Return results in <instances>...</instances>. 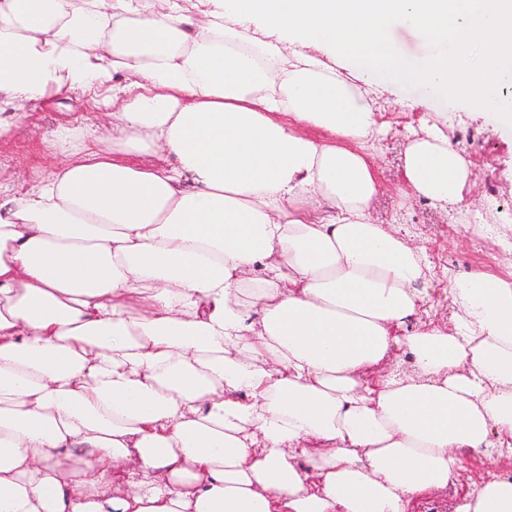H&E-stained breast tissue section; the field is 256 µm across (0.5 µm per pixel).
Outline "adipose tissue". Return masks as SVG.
<instances>
[{
  "instance_id": "adipose-tissue-1",
  "label": "adipose tissue",
  "mask_w": 512,
  "mask_h": 512,
  "mask_svg": "<svg viewBox=\"0 0 512 512\" xmlns=\"http://www.w3.org/2000/svg\"><path fill=\"white\" fill-rule=\"evenodd\" d=\"M209 2L0 0V141L112 86L100 132L73 153L58 125L63 163L0 200V512H415L464 454H512V273L412 326L431 269L374 220L365 149L384 76L512 126V0ZM401 168L403 198L469 206L437 124ZM398 348L418 378L369 383ZM454 512H512V474ZM394 39L412 57L421 58L434 47L424 40L418 33L397 28L393 31Z\"/></svg>"
}]
</instances>
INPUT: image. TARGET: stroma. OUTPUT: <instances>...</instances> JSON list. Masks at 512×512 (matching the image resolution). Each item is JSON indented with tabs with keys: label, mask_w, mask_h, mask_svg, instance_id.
<instances>
[{
	"label": "stroma",
	"mask_w": 512,
	"mask_h": 512,
	"mask_svg": "<svg viewBox=\"0 0 512 512\" xmlns=\"http://www.w3.org/2000/svg\"><path fill=\"white\" fill-rule=\"evenodd\" d=\"M420 94L413 82L388 84L384 132L374 141L380 187L374 216L402 224L426 248L432 274L418 286L425 299L419 316L448 325L453 309L446 296L452 282L475 270L502 272L503 260L512 257V128L500 126L494 114L476 116L467 104L442 97L432 100L429 110L414 108ZM92 115L89 98L61 94L20 118L13 138L0 145V179L27 178L34 165L51 167L55 159L44 152L42 135L61 123L81 125ZM426 116L440 125L452 123L456 139L464 143L475 182V211L448 213L398 196L401 151Z\"/></svg>",
	"instance_id": "1"
}]
</instances>
